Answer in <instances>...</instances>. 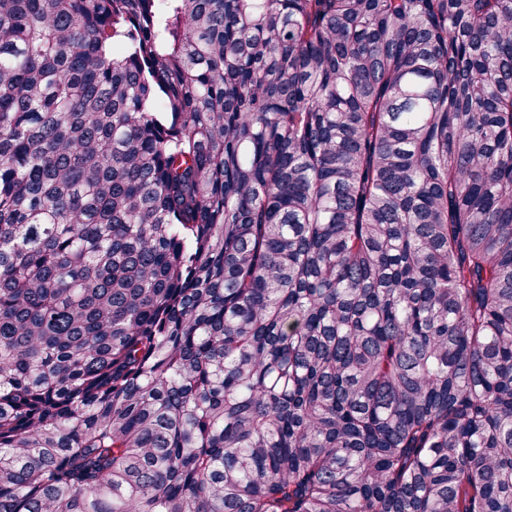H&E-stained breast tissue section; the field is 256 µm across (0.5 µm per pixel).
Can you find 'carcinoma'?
<instances>
[{
  "instance_id": "carcinoma-1",
  "label": "carcinoma",
  "mask_w": 512,
  "mask_h": 512,
  "mask_svg": "<svg viewBox=\"0 0 512 512\" xmlns=\"http://www.w3.org/2000/svg\"><path fill=\"white\" fill-rule=\"evenodd\" d=\"M0 512H512V0H0Z\"/></svg>"
}]
</instances>
